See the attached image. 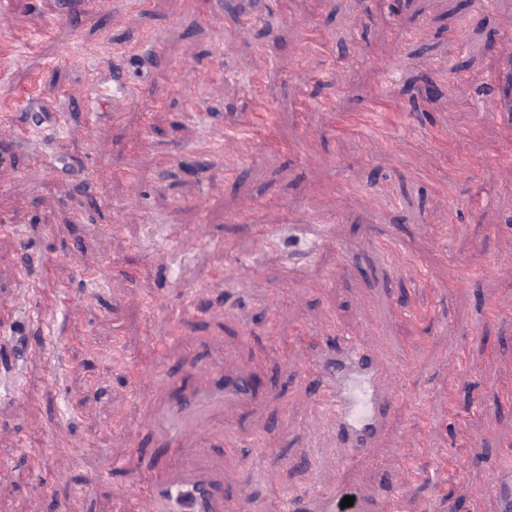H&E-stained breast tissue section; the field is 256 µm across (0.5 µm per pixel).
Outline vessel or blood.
<instances>
[{"instance_id":"1","label":"vessel or blood","mask_w":512,"mask_h":512,"mask_svg":"<svg viewBox=\"0 0 512 512\" xmlns=\"http://www.w3.org/2000/svg\"><path fill=\"white\" fill-rule=\"evenodd\" d=\"M261 139L259 128L225 129L223 139L201 142L199 151L234 144L224 158V176L236 175L242 161V147ZM512 278V260L498 259L479 269L461 273L460 284L477 285L486 275ZM411 359L387 337L363 329L341 333L333 345L323 346L310 370L316 378L311 406L321 417L341 428L352 448L341 458L350 464L354 457L370 455L394 406L399 389L392 369L408 370ZM254 394L249 378L225 379L222 373L202 375L197 385L178 393L153 419L163 431L166 445H177L188 436L198 417L222 408L231 400L246 401ZM231 499L223 484L206 474L187 470L158 483L140 480L121 502L122 512H231Z\"/></svg>"}]
</instances>
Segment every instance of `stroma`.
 Listing matches in <instances>:
<instances>
[{"label":"stroma","mask_w":512,"mask_h":512,"mask_svg":"<svg viewBox=\"0 0 512 512\" xmlns=\"http://www.w3.org/2000/svg\"><path fill=\"white\" fill-rule=\"evenodd\" d=\"M393 3L0 0V113L28 122L29 99L55 95L64 139L63 155L45 153L59 170L48 180L32 145L0 131V222L16 228L0 234V365L17 363L0 378V512H60L76 491L84 512H116L142 474L188 466L221 480L234 512H284L286 491L324 512L344 483L368 512L390 493L400 512L432 499L500 512L487 477L512 451V286L455 276L477 253L512 258V110L499 103L512 0ZM87 44L100 55L84 57ZM116 67L137 88L119 106L96 94ZM427 79L437 92L418 99ZM377 98L413 150L373 155L338 131V115ZM261 100L283 147L245 148L225 178L223 154L195 146L249 123ZM486 103L491 116L478 119ZM457 130L479 170H448L434 152L433 136ZM128 168L141 177L137 208L126 205ZM308 208L328 223H281ZM388 240L416 266L390 260ZM356 326L395 337L414 367L373 457L348 469L311 409L298 339ZM57 352L66 368L54 382ZM255 363L256 401L203 420L180 448L144 429L200 371ZM224 424L245 438L236 454L204 447ZM58 432L85 452L58 457ZM460 455L469 464L452 473Z\"/></svg>","instance_id":"1"}]
</instances>
